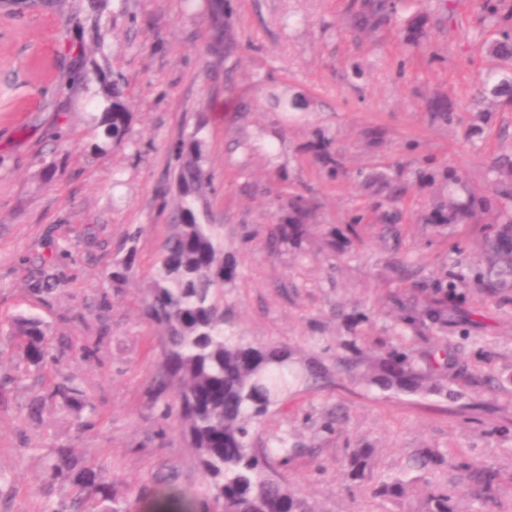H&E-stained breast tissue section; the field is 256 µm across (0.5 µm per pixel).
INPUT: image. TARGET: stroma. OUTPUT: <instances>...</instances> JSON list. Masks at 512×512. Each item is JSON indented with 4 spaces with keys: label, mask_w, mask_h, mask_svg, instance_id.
<instances>
[{
    "label": "stroma",
    "mask_w": 512,
    "mask_h": 512,
    "mask_svg": "<svg viewBox=\"0 0 512 512\" xmlns=\"http://www.w3.org/2000/svg\"><path fill=\"white\" fill-rule=\"evenodd\" d=\"M363 0H225L229 49L206 52L209 0H106L98 25L82 7L17 11L0 4V512H68L74 488L48 481L57 449L97 464L112 484L119 512H148L160 479L203 492L197 456L173 420L145 391L158 369L161 332L144 313L146 286L168 232L171 148L206 115L207 166L215 191L212 223L236 265L220 304L224 328L252 344H285L301 365L332 366L343 331L339 317L372 316L369 347L393 342L389 267L428 278L454 244L463 261L478 252L482 224L427 223L438 188L409 186L398 200L368 186L373 172L411 174L452 168L469 189L495 191L492 166L512 158V103L476 105L474 93L492 61L491 29L479 0H395L379 27L356 28ZM119 80L132 114L128 135L94 154L97 132L90 85L77 70ZM447 100L452 121L433 119L429 104ZM382 132L379 144L366 133ZM341 164L331 175L315 155L322 141ZM57 177L43 187V160ZM300 192L314 209L301 249L266 246L278 198ZM404 214L399 241L383 239L377 217ZM361 217L368 243L360 253L330 255L328 227ZM138 265L113 287L105 274L129 245ZM56 282L37 289L43 277ZM480 327L460 359V397L408 396L336 375L313 388L295 386L252 436L263 452L279 438L294 446L270 474L295 489L312 512H423L428 484L448 486L459 512H512V393L483 376L512 369V303L471 295ZM17 316L40 320L51 361L42 371L19 356L6 328ZM73 380L92 410L73 415L33 398ZM342 409L335 431L323 424ZM496 470L494 500L472 498L452 468L408 466L417 449ZM374 454L365 481L352 486L342 467L355 448ZM413 493L390 501L374 489L393 479Z\"/></svg>",
    "instance_id": "stroma-1"
}]
</instances>
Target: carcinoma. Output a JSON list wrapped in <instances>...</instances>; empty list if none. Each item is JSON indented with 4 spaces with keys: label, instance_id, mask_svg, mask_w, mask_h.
<instances>
[{
    "label": "carcinoma",
    "instance_id": "cac0c4a2",
    "mask_svg": "<svg viewBox=\"0 0 512 512\" xmlns=\"http://www.w3.org/2000/svg\"><path fill=\"white\" fill-rule=\"evenodd\" d=\"M393 0H366V10L357 15L360 26L368 28L388 19ZM497 68L489 70L477 88L480 99L498 98L512 91V28L501 27L487 46ZM98 112L92 121L98 129L93 151L106 153L111 143L128 134L131 112L118 91L115 80L99 79L95 90ZM200 120L193 131L181 135L173 146L175 175L181 187L173 189L170 232L159 249L155 275L148 284L145 313L164 332L166 348L158 372L148 392L155 401L173 395L177 419L190 447L197 455L205 493L203 498L182 490H163L165 506L177 512H209L211 504L223 512H311L306 502L290 488L271 480V455L288 460L287 444L259 455L251 447L252 427L258 424L278 401L279 396L298 379L292 369L293 354L285 346L253 345L224 331V317L217 307L224 282L233 274V266L224 257L222 225L206 222L208 194L213 177L205 167L207 143ZM310 202L303 195L289 198L286 215L271 225L267 247L272 253L299 249L308 235L305 218ZM494 208L493 199L468 194L457 203L453 198L438 202L433 215L439 222H481ZM360 224H347L338 233L332 228L324 236L326 247L342 253L359 238ZM512 218L500 224L484 225L481 253L465 266L457 258L459 246L451 250L444 271L430 280L413 285L411 294L392 295L399 311L398 324L404 334L395 344L380 348L374 356L366 354L361 327L369 322L364 313L346 319L350 336L336 353V369L382 391L405 395L448 394V373L456 369L452 347H461L469 338L476 321L464 308L467 289H474L487 300L512 299ZM137 261L132 245L125 255L112 263L107 277L120 288L130 278ZM449 326L458 328L459 341L439 348L436 354L417 349L420 340ZM10 333L21 340V357L35 371H41L50 355L48 340L40 322L18 317L9 324ZM53 400L75 413L89 407L82 390L73 382L55 386L36 397L31 408L37 410ZM373 454L371 448H355L343 468L346 482L364 481ZM413 463L420 469L453 467L462 473L472 494L481 498L499 484L496 471L468 460H449L437 448H422ZM47 476L52 481L75 487L71 512H97L93 501L112 500V485L102 472L64 449L56 451ZM411 493V485L401 480L382 485L377 494L398 499ZM426 512H457L454 496L448 488L435 485L427 493Z\"/></svg>",
    "mask_w": 512,
    "mask_h": 512
}]
</instances>
